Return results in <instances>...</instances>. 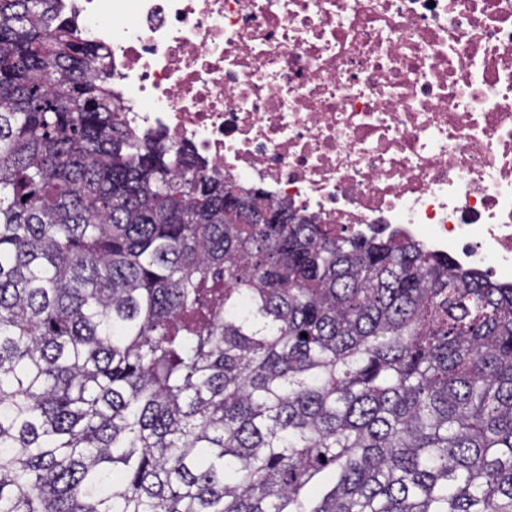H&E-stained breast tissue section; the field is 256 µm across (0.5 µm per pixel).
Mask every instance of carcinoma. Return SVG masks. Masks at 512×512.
Returning a JSON list of instances; mask_svg holds the SVG:
<instances>
[{"label":"carcinoma","mask_w":512,"mask_h":512,"mask_svg":"<svg viewBox=\"0 0 512 512\" xmlns=\"http://www.w3.org/2000/svg\"><path fill=\"white\" fill-rule=\"evenodd\" d=\"M104 61L0 0V512H512V286L137 137Z\"/></svg>","instance_id":"cac0c4a2"}]
</instances>
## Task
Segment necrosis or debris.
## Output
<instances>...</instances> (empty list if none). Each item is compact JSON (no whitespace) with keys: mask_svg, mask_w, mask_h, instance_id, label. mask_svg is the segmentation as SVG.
<instances>
[{"mask_svg":"<svg viewBox=\"0 0 512 512\" xmlns=\"http://www.w3.org/2000/svg\"><path fill=\"white\" fill-rule=\"evenodd\" d=\"M138 136L512 285V0H61Z\"/></svg>","mask_w":512,"mask_h":512,"instance_id":"obj_1","label":"necrosis or debris"}]
</instances>
